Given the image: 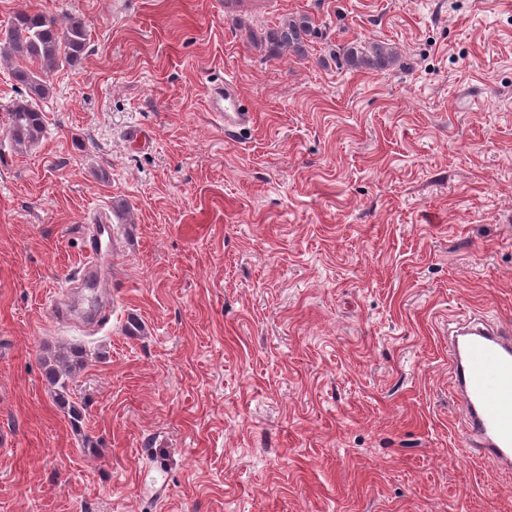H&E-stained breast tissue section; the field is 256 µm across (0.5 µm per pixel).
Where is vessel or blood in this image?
<instances>
[{
    "label": "vessel or blood",
    "instance_id": "obj_1",
    "mask_svg": "<svg viewBox=\"0 0 512 512\" xmlns=\"http://www.w3.org/2000/svg\"><path fill=\"white\" fill-rule=\"evenodd\" d=\"M213 118L232 134L254 123V114L239 98L232 78L206 90ZM116 231L107 218L87 227V254L80 280L104 289L101 262L118 258ZM449 370L459 406L465 413L464 435L472 455L497 470L512 471V326L471 322L448 334Z\"/></svg>",
    "mask_w": 512,
    "mask_h": 512
}]
</instances>
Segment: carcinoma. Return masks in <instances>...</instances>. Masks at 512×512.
I'll return each mask as SVG.
<instances>
[{
    "label": "carcinoma",
    "instance_id": "cac0c4a2",
    "mask_svg": "<svg viewBox=\"0 0 512 512\" xmlns=\"http://www.w3.org/2000/svg\"><path fill=\"white\" fill-rule=\"evenodd\" d=\"M316 27L306 14L292 15L266 32L263 42L268 53L278 55L290 50L297 55L305 54L315 36ZM86 25L79 17H70L61 28L55 19L40 13H20L12 21L8 31L0 38V56L14 63V77L27 90V98L21 99L8 111L6 132L17 146H27L38 140L45 131L42 113L30 99L41 98L47 93V85L40 73L59 67L62 63H77L87 49ZM342 58L346 66L355 70L386 72L399 62L394 48L383 42L359 41L342 47ZM46 377L56 387L57 403L78 415L71 404L67 380L82 363L67 355H58L45 361Z\"/></svg>",
    "mask_w": 512,
    "mask_h": 512
}]
</instances>
